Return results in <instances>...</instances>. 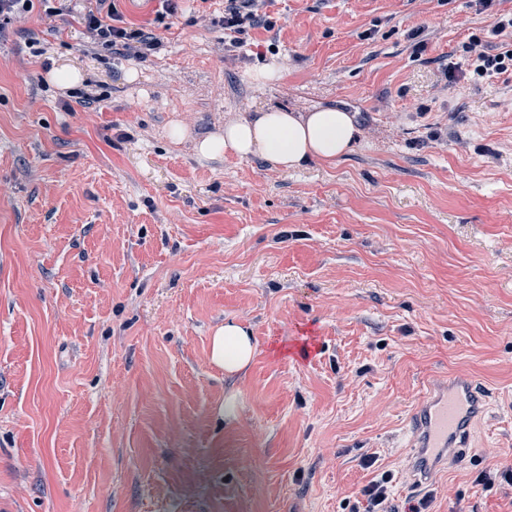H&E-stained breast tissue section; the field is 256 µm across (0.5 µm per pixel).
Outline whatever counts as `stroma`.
<instances>
[{
  "mask_svg": "<svg viewBox=\"0 0 512 512\" xmlns=\"http://www.w3.org/2000/svg\"><path fill=\"white\" fill-rule=\"evenodd\" d=\"M116 7L146 60L39 5L0 33V512H363L384 472L402 510L411 412L459 374L490 405L430 512H512L475 482L512 461V78L465 49L512 0H268L279 32L231 52L224 0ZM58 58L79 87L47 80ZM329 106L359 130L331 165L194 148ZM228 318L257 343L232 376ZM256 342L247 328L235 320H226L211 340V360L228 375L239 373L251 362Z\"/></svg>",
  "mask_w": 512,
  "mask_h": 512,
  "instance_id": "obj_1",
  "label": "stroma"
}]
</instances>
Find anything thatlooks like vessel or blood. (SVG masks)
<instances>
[{"mask_svg":"<svg viewBox=\"0 0 512 512\" xmlns=\"http://www.w3.org/2000/svg\"><path fill=\"white\" fill-rule=\"evenodd\" d=\"M487 391L473 378L459 375L426 391L409 419L415 454L411 468L418 480L454 460L466 458L474 423L488 406Z\"/></svg>","mask_w":512,"mask_h":512,"instance_id":"obj_1","label":"vessel or blood"}]
</instances>
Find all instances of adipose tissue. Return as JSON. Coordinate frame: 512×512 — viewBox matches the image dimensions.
<instances>
[{
    "mask_svg": "<svg viewBox=\"0 0 512 512\" xmlns=\"http://www.w3.org/2000/svg\"><path fill=\"white\" fill-rule=\"evenodd\" d=\"M357 135L351 113L336 107L304 115L268 109L227 123L223 133L198 140L196 149L206 157L227 151L242 158L260 156L288 171L311 161L336 163L352 149ZM255 350L254 338L234 320L225 321L211 340L212 362L229 375L245 369Z\"/></svg>",
    "mask_w": 512,
    "mask_h": 512,
    "instance_id": "adipose-tissue-1",
    "label": "adipose tissue"
}]
</instances>
